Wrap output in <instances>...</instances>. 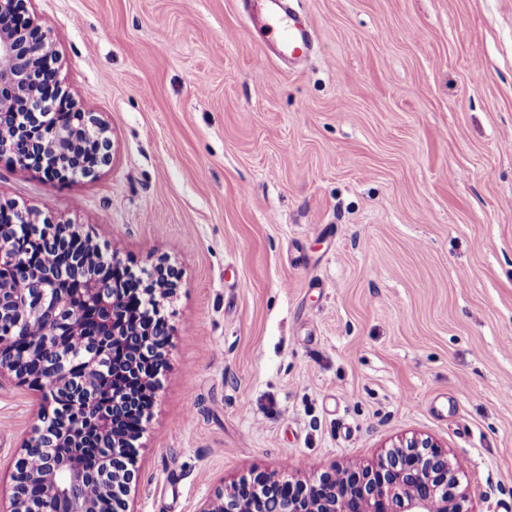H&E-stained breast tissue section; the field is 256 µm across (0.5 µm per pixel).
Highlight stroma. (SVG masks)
I'll return each instance as SVG.
<instances>
[{
    "mask_svg": "<svg viewBox=\"0 0 512 512\" xmlns=\"http://www.w3.org/2000/svg\"><path fill=\"white\" fill-rule=\"evenodd\" d=\"M290 3L297 66L260 0L27 5L112 162L61 186L1 159L0 200L179 272L129 504L418 435L464 460L466 512H512V0ZM40 404L0 385L2 490ZM268 7L263 14L261 26L267 28L272 40V50L289 61L306 57L312 47L310 26L299 20L288 10L286 0H267Z\"/></svg>",
    "mask_w": 512,
    "mask_h": 512,
    "instance_id": "obj_1",
    "label": "stroma"
}]
</instances>
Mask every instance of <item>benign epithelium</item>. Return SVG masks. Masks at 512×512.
Listing matches in <instances>:
<instances>
[{
  "label": "benign epithelium",
  "mask_w": 512,
  "mask_h": 512,
  "mask_svg": "<svg viewBox=\"0 0 512 512\" xmlns=\"http://www.w3.org/2000/svg\"><path fill=\"white\" fill-rule=\"evenodd\" d=\"M26 9V0H0V61L8 59L12 66H0V158L37 170L46 180L65 184L75 178L89 177L96 168L110 163L112 142L103 120L90 112H76L62 103L54 124L37 127L28 134L5 123L9 105L21 100L28 106L42 105L38 86L52 90L56 72L48 75L38 71L44 54L50 52L46 43L27 38L16 27L21 22L18 10ZM36 227L33 238L42 245L43 270L38 271L14 246L18 227ZM74 225L44 221L38 224L29 212L16 207L0 206V277L25 278L29 287L41 293L42 300L30 305L26 294H16L0 282V317L15 315L0 332L9 339H0V378L11 374L16 379L31 381L38 387L51 381L55 388H82L74 372L94 370L98 361L84 357L73 360L74 353L83 348L86 334L83 306L94 307L98 328L104 334L118 335L111 329L118 312L116 296L106 294L81 277L71 267V258L59 254L62 240H69L75 251L79 238L73 234ZM76 279L79 288L72 296L51 298L50 282L57 279ZM43 327V339L31 342L28 328L32 322ZM149 342L135 340L136 333L128 332L123 341L134 356L152 345L159 354L153 371L166 364L169 330L149 331ZM82 411L94 421L99 437L110 447H120L122 425L127 405L119 398L88 396L83 399ZM76 430L48 411L40 417L25 444V451L40 455L33 471L17 472L13 478L8 500L0 497V512H100L99 502L91 487L112 504V512H129L128 492L136 470L120 462L106 470H80L52 448L74 436ZM464 463L451 461L429 438L412 437L394 445L372 468L355 471L336 466L315 483V491L302 496L273 494L267 491L269 478L259 475L249 481L240 480L216 489L201 502L197 512H465L466 492L459 489L458 470ZM21 482L35 483L41 491L35 506L17 491Z\"/></svg>",
  "instance_id": "1"
}]
</instances>
